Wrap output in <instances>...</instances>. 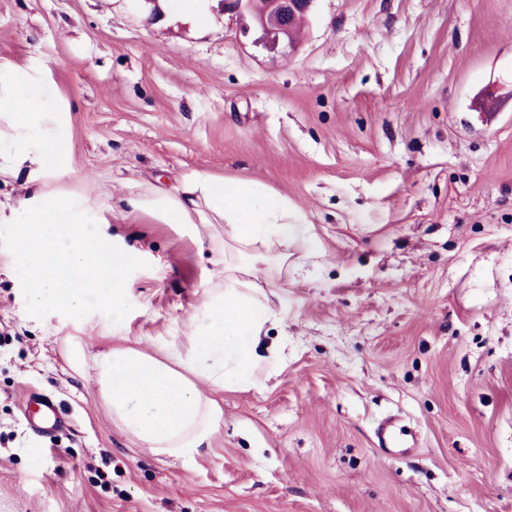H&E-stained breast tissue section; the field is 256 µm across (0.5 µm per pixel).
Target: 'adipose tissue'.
Segmentation results:
<instances>
[{
  "mask_svg": "<svg viewBox=\"0 0 512 512\" xmlns=\"http://www.w3.org/2000/svg\"><path fill=\"white\" fill-rule=\"evenodd\" d=\"M0 174L32 164L38 187L0 209L14 228L15 276L38 307L108 309L113 327L127 317L129 280L103 239L101 205L43 186L67 175L72 118L51 83L31 64L0 55ZM152 216L163 224H220L210 241L219 261L214 284L195 315L189 349L168 347L156 358L115 347L95 359L102 394L117 425L160 455L189 461L222 420L218 393L258 386L257 347L276 316L275 271L289 252L305 254L312 242L301 219H289L286 199L266 187L190 170L176 193L153 192L129 211L130 222ZM266 244L270 253L255 252Z\"/></svg>",
  "mask_w": 512,
  "mask_h": 512,
  "instance_id": "ef3b65f1",
  "label": "adipose tissue"
}]
</instances>
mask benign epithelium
<instances>
[{"label": "benign epithelium", "mask_w": 512, "mask_h": 512, "mask_svg": "<svg viewBox=\"0 0 512 512\" xmlns=\"http://www.w3.org/2000/svg\"><path fill=\"white\" fill-rule=\"evenodd\" d=\"M227 12L250 14L256 38L254 43L275 49L292 45V26L304 20L315 0H220Z\"/></svg>", "instance_id": "obj_1"}]
</instances>
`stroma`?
I'll return each mask as SVG.
<instances>
[{
  "instance_id": "stroma-1",
  "label": "stroma",
  "mask_w": 512,
  "mask_h": 512,
  "mask_svg": "<svg viewBox=\"0 0 512 512\" xmlns=\"http://www.w3.org/2000/svg\"><path fill=\"white\" fill-rule=\"evenodd\" d=\"M0 0V54L73 118L69 174L132 283L105 309L34 308L0 223V512H512V0H316L293 47L207 0ZM200 169L287 199L315 250L274 277L279 355L219 396L184 462L113 421L94 358L187 344L223 225L130 223ZM67 430L26 426L31 394Z\"/></svg>"
}]
</instances>
